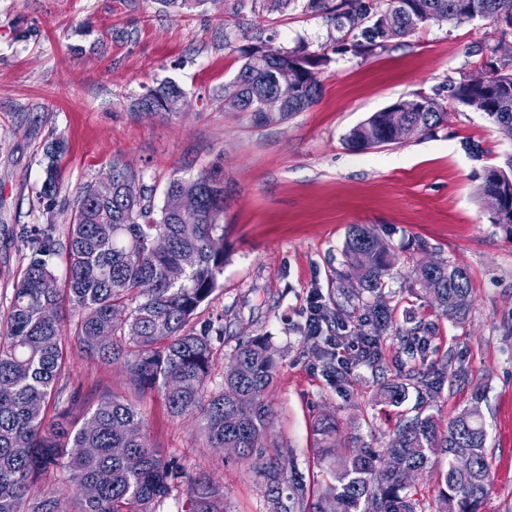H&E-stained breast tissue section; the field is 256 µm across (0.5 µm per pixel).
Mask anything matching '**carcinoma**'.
<instances>
[{
  "instance_id": "cac0c4a2",
  "label": "carcinoma",
  "mask_w": 512,
  "mask_h": 512,
  "mask_svg": "<svg viewBox=\"0 0 512 512\" xmlns=\"http://www.w3.org/2000/svg\"><path fill=\"white\" fill-rule=\"evenodd\" d=\"M306 8L332 16L353 40L345 45L360 56L385 50L421 25L490 18L512 29V0H308ZM488 70L450 89V97L482 113L503 136L512 139V58L496 59ZM262 47L244 51L240 70L224 86V111L249 112L262 123L288 119L318 101L324 55L300 48L284 50L263 63ZM270 93L284 96L283 112L274 118L261 111ZM184 97L174 81L147 90L138 111L173 118ZM440 93L415 94L378 111L353 127L346 145L363 151L402 144L432 132L447 116ZM64 143L46 150L48 159L40 198L51 203L59 190L58 160ZM108 182L86 185L69 225L68 273L58 283L51 264L55 243L50 230L32 243L21 281L13 288L0 332V512H59L60 500L76 504L73 512H158L174 492L185 497L181 512H230L224 485L207 476L189 478L166 460L145 432L141 412L113 396L87 412L81 425L46 423L45 407L58 397L65 377L69 343L106 364L123 367L129 384L140 394L159 392L169 413L198 421L209 448H235L241 459L257 460V473L267 488L268 512H288L282 500L288 483V460L269 453L264 437L273 423L268 392L276 362L262 336L237 345L222 383L211 386L213 345L209 332L190 322L201 304L221 287L224 274V177L203 170L194 177L173 176L161 207L153 189L142 185L137 195L125 190L143 175L114 160ZM485 188L503 197L512 213V155L484 172ZM197 191L196 211L182 210L184 194ZM346 277L360 286L357 295L374 296L360 317L369 328L363 340L373 345L393 330L389 309L381 300L388 271L387 246L373 229L353 225L347 232ZM421 291L442 313L460 321L472 302L468 272L441 258L414 269ZM395 331V330H393ZM429 327L420 322L395 336L413 360L427 357ZM442 373L412 365L398 379L379 384L377 400L398 406L409 385L433 391ZM321 462L331 476L322 491L307 501L297 487L301 512H325L333 500L341 512H417L407 493L410 470L428 469L430 454L440 451L446 468L438 481L436 512H481L491 488L484 421L463 409L440 427L431 415L417 413L400 420L385 448H353L336 453L334 417L315 421ZM457 448H467L473 468L452 467ZM66 477L40 498L30 485L59 469Z\"/></svg>"
}]
</instances>
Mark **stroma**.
Here are the masks:
<instances>
[{
	"label": "stroma",
	"instance_id": "obj_1",
	"mask_svg": "<svg viewBox=\"0 0 512 512\" xmlns=\"http://www.w3.org/2000/svg\"><path fill=\"white\" fill-rule=\"evenodd\" d=\"M343 41L331 16L301 0L274 12L253 0H208L186 13L158 0H0V316L27 266L28 239L49 224L55 273L65 278L77 198L112 160L143 171L158 205L173 175L217 171L224 177L223 287L192 325L214 336L217 383L241 340L267 337L277 376L265 445L288 457L289 479L310 496L326 481L315 446L319 415L335 417L339 445L356 437L380 449L413 404L445 422L471 407L480 389L492 468L483 512H512V234L494 223L482 193L485 168L512 153V140L445 96L447 118L433 136L359 152L343 141L400 98L481 74L483 47L512 54V32L484 18L430 22L368 57L342 51ZM248 45L327 54L318 102L270 124L219 107L214 98ZM167 79L185 92L180 117L140 115L136 103L147 87ZM56 138L66 151L48 205L39 192L45 147ZM467 141L479 155L464 149ZM354 224L373 227L390 249L383 293L395 328L427 324V362L448 368L440 390L410 392L400 406L374 401L378 380L353 348L359 312L345 314L343 356L354 373L342 385L300 331L310 292L330 308L344 306L339 283ZM431 255L468 271L465 321L448 319L420 292L413 269ZM61 387L73 420L111 395L134 397L151 443L187 474L222 481L230 512H268L253 463L205 447L195 421L171 417L161 394L135 396L120 366L70 345Z\"/></svg>",
	"mask_w": 512,
	"mask_h": 512
}]
</instances>
